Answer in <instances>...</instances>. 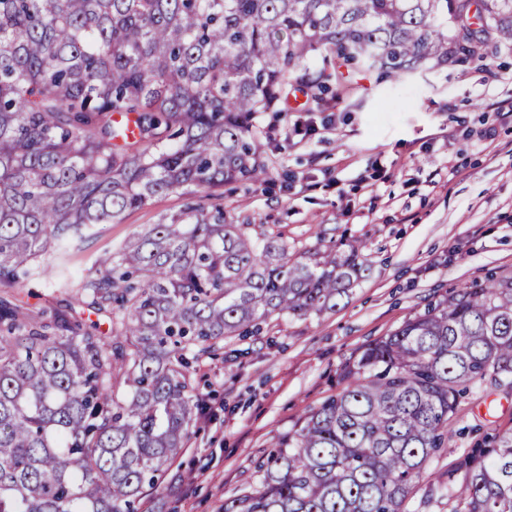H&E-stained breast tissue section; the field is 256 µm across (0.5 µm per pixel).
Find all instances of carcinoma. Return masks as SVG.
I'll return each instance as SVG.
<instances>
[{
    "mask_svg": "<svg viewBox=\"0 0 512 512\" xmlns=\"http://www.w3.org/2000/svg\"><path fill=\"white\" fill-rule=\"evenodd\" d=\"M451 4L0 0V512H137L203 409L195 364L358 285L360 247L255 239L213 191L266 181L254 115L283 111L288 89L316 103L338 63L390 81L448 64ZM473 4L465 30L488 14L512 43V0ZM178 189L179 214L70 276L69 250ZM47 272L67 294L51 310L14 289ZM489 373L512 378V278L360 350L343 389L278 437L224 512H404L459 399ZM466 467L464 512H512V433Z\"/></svg>",
    "mask_w": 512,
    "mask_h": 512,
    "instance_id": "cac0c4a2",
    "label": "carcinoma"
}]
</instances>
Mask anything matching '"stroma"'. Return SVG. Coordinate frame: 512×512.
Returning a JSON list of instances; mask_svg holds the SVG:
<instances>
[{
  "instance_id": "35a3bbf8",
  "label": "stroma",
  "mask_w": 512,
  "mask_h": 512,
  "mask_svg": "<svg viewBox=\"0 0 512 512\" xmlns=\"http://www.w3.org/2000/svg\"><path fill=\"white\" fill-rule=\"evenodd\" d=\"M272 130L267 182L218 191L227 219L255 237L282 234L298 251L362 244L371 270L335 310L281 315L225 339L224 358L197 365L204 407L182 454L140 512H223L256 477L277 437L340 391L337 374L362 346L488 276H512V44L483 61L398 83L350 71L320 104L290 90ZM175 190L102 225L71 251V272L182 211ZM512 432V380L487 376L448 422V445L426 463L407 512H457L450 488L483 438Z\"/></svg>"
}]
</instances>
